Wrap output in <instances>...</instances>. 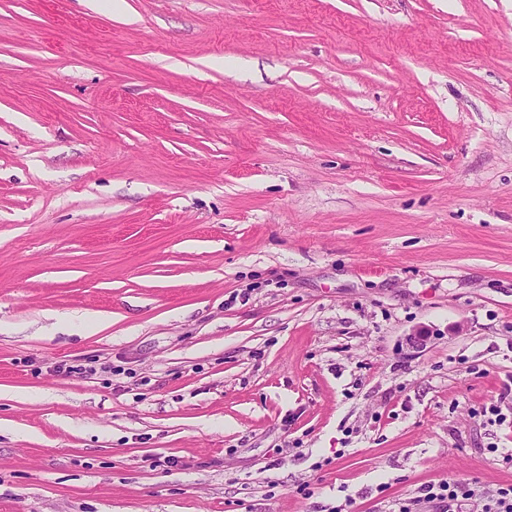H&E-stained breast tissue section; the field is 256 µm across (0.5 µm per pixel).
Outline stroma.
<instances>
[{"label": "stroma", "mask_w": 512, "mask_h": 512, "mask_svg": "<svg viewBox=\"0 0 512 512\" xmlns=\"http://www.w3.org/2000/svg\"><path fill=\"white\" fill-rule=\"evenodd\" d=\"M112 2L0 0V512H480L512 0ZM468 480H459V479H441L438 482H434L429 484L427 487L423 489L426 493L424 497L415 501L409 502H398L397 510H392L394 512H413V507L415 504L418 505L422 501L426 502H434L438 501L439 503H450L458 501L461 499H471L474 495V491L470 489ZM416 502V503H415Z\"/></svg>", "instance_id": "stroma-1"}]
</instances>
